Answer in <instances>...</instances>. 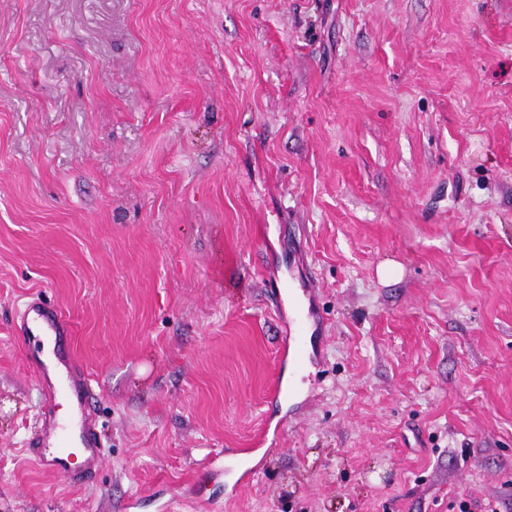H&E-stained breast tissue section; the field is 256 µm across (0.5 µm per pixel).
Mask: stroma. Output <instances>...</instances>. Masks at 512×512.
<instances>
[{
  "label": "stroma",
  "instance_id": "stroma-1",
  "mask_svg": "<svg viewBox=\"0 0 512 512\" xmlns=\"http://www.w3.org/2000/svg\"><path fill=\"white\" fill-rule=\"evenodd\" d=\"M0 512H512V0H0ZM70 322L65 314L43 300L39 295L32 296L25 304L21 315L23 336L43 339H54L66 336L70 332ZM31 365L30 367L35 378L40 382L45 404L44 421L40 433L38 438H34L32 442L33 448H29L35 461L45 469L58 474L67 476L78 474V469L71 459L73 454L67 448L59 447L60 439H57L55 448L38 447L40 440L46 444V437L50 432L56 434L63 432L64 435L70 436L73 423L60 422L53 410V405L59 394L70 392L77 403L74 414L75 428L73 436L78 437L82 446L81 450L84 455L86 469H94L99 461L100 453L96 421L92 414L85 407H82L80 401V398L84 397L86 399L92 395L93 386L91 380L83 376L81 384L78 386L70 380L68 383H48L46 376H49V365L40 359L39 361L33 360Z\"/></svg>",
  "mask_w": 512,
  "mask_h": 512
}]
</instances>
